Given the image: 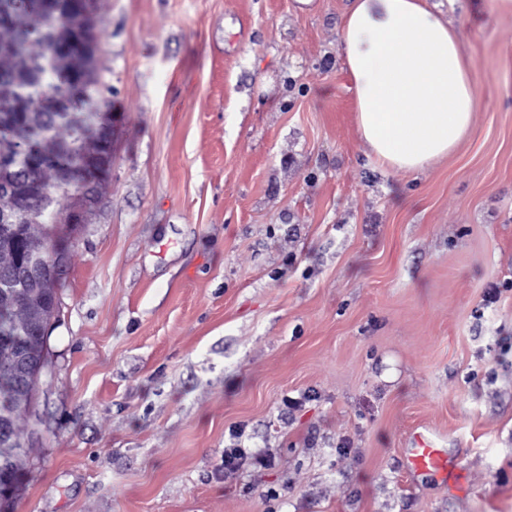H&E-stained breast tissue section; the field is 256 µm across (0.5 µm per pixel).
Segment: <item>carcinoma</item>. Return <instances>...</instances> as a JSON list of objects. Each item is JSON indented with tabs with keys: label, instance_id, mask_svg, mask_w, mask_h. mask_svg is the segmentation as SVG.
Returning <instances> with one entry per match:
<instances>
[{
	"label": "carcinoma",
	"instance_id": "obj_1",
	"mask_svg": "<svg viewBox=\"0 0 512 512\" xmlns=\"http://www.w3.org/2000/svg\"><path fill=\"white\" fill-rule=\"evenodd\" d=\"M97 31L94 13L68 18L45 14L39 0H0V115L22 112L24 119L4 123L0 130V175L26 180L31 175L48 182L60 171L77 164L83 154L94 151L102 135L103 113L97 101L110 91L101 81L97 59L87 55L53 57L49 42L74 34L84 37ZM25 143L37 146L38 171L30 169L27 157L17 151ZM34 203L38 224L26 229L30 243L45 246L44 230L58 223L56 197ZM19 245L0 235V268L19 269ZM59 281L48 274L20 290L0 283V361L10 359L15 345L25 347L28 360L44 357L45 335L60 310ZM37 375L15 376L0 372V420L6 433L0 436V466L21 473L24 444L14 428L15 415L30 404Z\"/></svg>",
	"mask_w": 512,
	"mask_h": 512
}]
</instances>
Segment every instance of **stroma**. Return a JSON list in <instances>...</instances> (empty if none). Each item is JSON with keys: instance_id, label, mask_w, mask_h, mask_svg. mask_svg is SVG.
I'll list each match as a JSON object with an SVG mask.
<instances>
[{"instance_id": "obj_1", "label": "stroma", "mask_w": 512, "mask_h": 512, "mask_svg": "<svg viewBox=\"0 0 512 512\" xmlns=\"http://www.w3.org/2000/svg\"><path fill=\"white\" fill-rule=\"evenodd\" d=\"M438 3L478 99L405 172L355 121L350 0H97L112 171L51 229L14 512H512V0ZM237 445L275 466L225 477ZM422 448H414L412 465L422 471L439 473L446 469L445 460L439 450L428 448L422 442Z\"/></svg>"}]
</instances>
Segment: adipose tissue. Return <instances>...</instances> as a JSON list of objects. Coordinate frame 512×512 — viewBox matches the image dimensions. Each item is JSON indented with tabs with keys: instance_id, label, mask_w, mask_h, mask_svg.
<instances>
[{
	"instance_id": "1",
	"label": "adipose tissue",
	"mask_w": 512,
	"mask_h": 512,
	"mask_svg": "<svg viewBox=\"0 0 512 512\" xmlns=\"http://www.w3.org/2000/svg\"><path fill=\"white\" fill-rule=\"evenodd\" d=\"M342 41L358 130L380 163L418 172L457 149L476 89L447 19L426 0H353Z\"/></svg>"
}]
</instances>
